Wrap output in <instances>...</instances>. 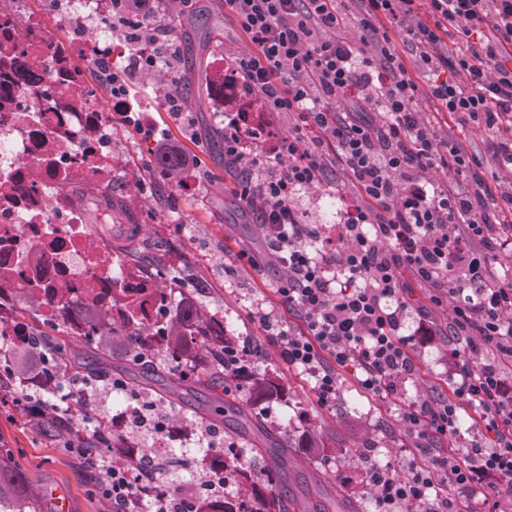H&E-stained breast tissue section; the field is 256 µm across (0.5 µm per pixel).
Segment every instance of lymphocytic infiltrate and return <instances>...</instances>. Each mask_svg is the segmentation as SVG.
Instances as JSON below:
<instances>
[{"instance_id": "lymphocytic-infiltrate-1", "label": "lymphocytic infiltrate", "mask_w": 512, "mask_h": 512, "mask_svg": "<svg viewBox=\"0 0 512 512\" xmlns=\"http://www.w3.org/2000/svg\"><path fill=\"white\" fill-rule=\"evenodd\" d=\"M224 9L251 45L234 59L251 96L295 118L261 160L224 138L234 192L285 270L275 292L305 324L299 336L274 334L282 358L310 375L320 407L336 404L337 368L354 365L363 389L399 397L416 370L415 339L402 332L406 280L430 288L435 306L452 300L459 347L448 394L400 405L419 460L409 475L374 465L364 479L376 512L422 502L459 512L461 495L485 478L497 512L512 497V269L493 265L512 248L498 231L512 223V193L493 190L482 160L441 138L423 112L430 104L497 131L489 151L512 173V0H224ZM457 39L462 48L449 52ZM345 101L351 111H337ZM335 164L355 189L348 220L324 242L345 270L343 288L323 276L307 249L315 228L290 203ZM429 170L456 179L423 183ZM488 351L498 362L481 363ZM465 410L479 413L482 430L460 458L435 442L459 435ZM100 492L112 512H181L150 462L128 451L105 465Z\"/></svg>"}]
</instances>
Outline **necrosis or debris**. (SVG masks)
<instances>
[{
  "mask_svg": "<svg viewBox=\"0 0 512 512\" xmlns=\"http://www.w3.org/2000/svg\"><path fill=\"white\" fill-rule=\"evenodd\" d=\"M46 9L55 25L29 14L22 0L0 10V25H9L0 28V62L7 65L0 74V270L9 272L18 288L40 275L46 285L41 307L52 321L90 299L117 322L138 309L152 327L146 345L170 365H183V358L166 348L172 293H161L155 280L129 270L119 256L90 249L86 209L68 194L74 183L108 189L122 177L124 159L112 146L113 125L143 129L148 113L183 112V104L165 95L135 102L124 94L133 68L148 66L158 24L141 18L131 25L120 21L112 0H48ZM61 27L68 29L67 38L58 37ZM91 68L106 69L114 78L107 101H100L86 81ZM243 95L231 78L218 88L226 133L246 143L261 139L266 130L241 115ZM298 217L315 220L323 239L335 235L348 210L323 190ZM62 280L71 288L65 309L51 292ZM117 395L104 415L113 440L159 464L175 465V448L196 432V424L171 422L154 430L146 397L122 389ZM253 468L241 452L226 463L203 465L199 487L186 492L185 499L223 505L236 473Z\"/></svg>",
  "mask_w": 512,
  "mask_h": 512,
  "instance_id": "1",
  "label": "necrosis or debris"
}]
</instances>
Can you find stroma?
Masks as SVG:
<instances>
[{
    "mask_svg": "<svg viewBox=\"0 0 512 512\" xmlns=\"http://www.w3.org/2000/svg\"><path fill=\"white\" fill-rule=\"evenodd\" d=\"M174 15L181 22L184 39L176 60L178 78L191 86L186 99L188 118L180 122L172 113L157 111L150 113L149 120L158 137L200 156L202 164L196 171L200 186L183 191L177 181L165 178L155 168L151 142L125 126L115 127L114 140L126 151L125 166L130 174L113 187L112 195L140 233L133 242L137 254L127 263L151 270L160 262L180 270L181 285H204L208 309L227 314L236 336L261 343V368L284 385L281 407L296 413L292 434H310L321 442L320 447L305 449L300 455L299 465L291 474L292 490L312 489V466L317 463L325 466L331 486H343L349 494L370 498L359 464H339L330 452L372 438L382 448L378 465L390 468L393 474L407 475L416 456L405 438L400 407L367 394L355 373L340 368L336 379L345 403L330 410L321 408L309 376L288 366L270 344L259 315H268L280 329L295 336L302 334L303 323L273 289L283 274L279 266H269L261 276L238 261L239 251H262L263 238L248 213L239 208L232 193L234 174L225 168L223 152L214 150L212 144L215 136L223 133L224 124L216 118L211 86L223 73L225 63L249 51L250 44L225 16L224 0H193L191 8L175 10ZM431 119L441 137L458 140L476 154L486 155L493 138L491 131L471 127L463 119L444 113L432 114ZM452 306L448 300L434 308L432 319L438 330L434 336L420 335L417 315H407L404 332L416 338L412 354L418 371L402 384L405 400L447 394L451 353L456 347L446 334ZM0 445L11 448L33 481L60 493L64 512H107L108 503L97 491L96 480L88 478L57 441L36 430L8 397L0 401Z\"/></svg>",
    "mask_w": 512,
    "mask_h": 512,
    "instance_id": "35a3bbf8",
    "label": "stroma"
}]
</instances>
